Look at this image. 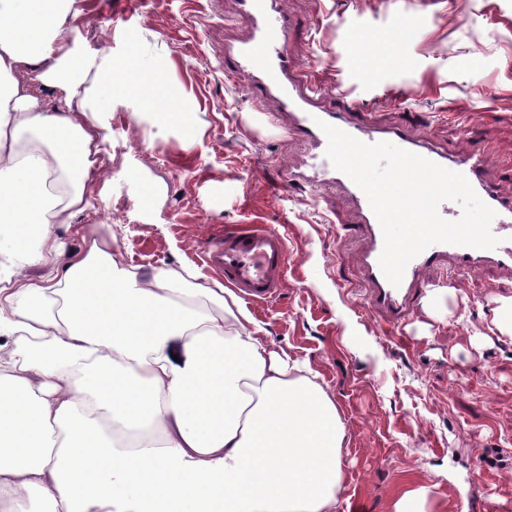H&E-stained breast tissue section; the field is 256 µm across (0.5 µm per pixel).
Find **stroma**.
I'll list each match as a JSON object with an SVG mask.
<instances>
[{"label": "stroma", "instance_id": "1", "mask_svg": "<svg viewBox=\"0 0 512 512\" xmlns=\"http://www.w3.org/2000/svg\"><path fill=\"white\" fill-rule=\"evenodd\" d=\"M288 46L384 125L407 124L448 154L459 125L512 161V0H286ZM89 49L129 53L161 71L156 93L188 96L195 130L132 122L126 100L108 119L99 168L108 199H124L116 249L126 266L198 270L214 228L288 227V275L271 304L246 303L266 342L305 361L332 397L347 439L338 512H389L409 478L431 486L438 512H500L512 504V342L487 336L494 300L512 281L488 269L435 272L445 308L417 307L388 333L366 304L355 218L333 189L276 190L304 152L275 128L250 132L244 79L224 76L236 0H83ZM365 45H357L356 35Z\"/></svg>", "mask_w": 512, "mask_h": 512}]
</instances>
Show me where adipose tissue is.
Returning <instances> with one entry per match:
<instances>
[{"mask_svg": "<svg viewBox=\"0 0 512 512\" xmlns=\"http://www.w3.org/2000/svg\"><path fill=\"white\" fill-rule=\"evenodd\" d=\"M82 15L0 0V512H337L346 435L308 364L222 284L66 254L127 90Z\"/></svg>", "mask_w": 512, "mask_h": 512, "instance_id": "1", "label": "adipose tissue"}]
</instances>
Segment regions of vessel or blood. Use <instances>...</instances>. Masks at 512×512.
<instances>
[{
	"label": "vessel or blood",
	"mask_w": 512,
	"mask_h": 512,
	"mask_svg": "<svg viewBox=\"0 0 512 512\" xmlns=\"http://www.w3.org/2000/svg\"><path fill=\"white\" fill-rule=\"evenodd\" d=\"M235 21L244 26L246 33L225 46L224 73L229 77L240 72L249 75L247 91L258 106L255 125H271L284 135L303 140L301 164L284 176V185L318 189L337 186L351 201L359 217L354 231L364 241L357 262L369 289L366 301L371 311L387 325L399 326L426 297L433 272L442 267L464 274L492 267L512 276V194L501 192L488 181L487 172L494 159L477 141L471 127L462 129L466 148L451 157L425 143L410 128L371 122L356 102L329 90L314 73L302 71L289 54L286 45L296 22L285 0H237ZM270 101L276 105L272 115L262 108ZM326 123L362 142L386 141L465 175L477 195L495 212L491 231L499 237V245L493 249L432 245L409 262L401 284L392 285L379 264L384 239L366 195L326 156L328 140L322 130ZM200 263L244 299L269 302L277 297L288 272L287 238L273 225L220 228L203 242Z\"/></svg>",
	"instance_id": "1"
}]
</instances>
